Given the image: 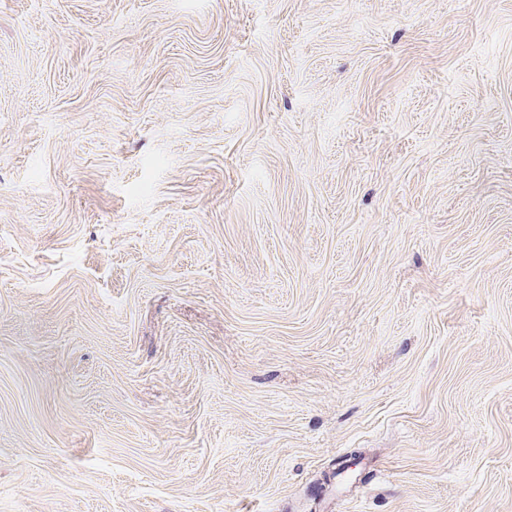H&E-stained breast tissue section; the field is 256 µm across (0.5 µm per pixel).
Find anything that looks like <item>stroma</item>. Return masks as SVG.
<instances>
[{
  "label": "stroma",
  "instance_id": "stroma-1",
  "mask_svg": "<svg viewBox=\"0 0 512 512\" xmlns=\"http://www.w3.org/2000/svg\"><path fill=\"white\" fill-rule=\"evenodd\" d=\"M0 512H512V0H0Z\"/></svg>",
  "mask_w": 512,
  "mask_h": 512
}]
</instances>
